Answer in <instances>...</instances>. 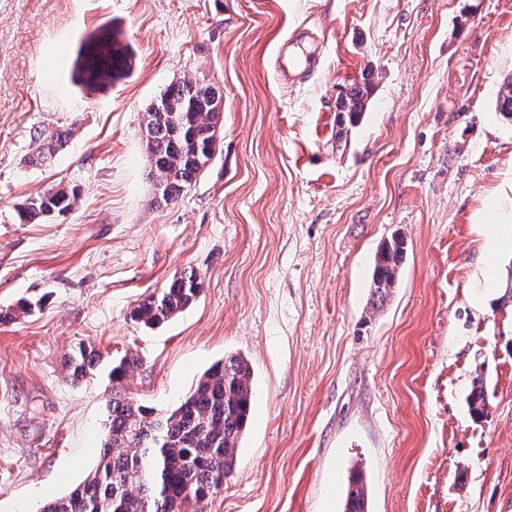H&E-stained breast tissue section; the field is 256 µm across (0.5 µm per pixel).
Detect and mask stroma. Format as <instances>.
<instances>
[{
  "label": "stroma",
  "instance_id": "1",
  "mask_svg": "<svg viewBox=\"0 0 512 512\" xmlns=\"http://www.w3.org/2000/svg\"><path fill=\"white\" fill-rule=\"evenodd\" d=\"M103 26L135 66L90 91L74 61ZM511 77L512 0H0V512H42L95 469L128 352L144 362L128 392L160 408L226 355L251 363L236 466L197 512H341L355 466L371 512H512ZM184 79L220 91L223 127L160 205L141 124ZM364 83L337 138V98ZM42 134L60 143L36 159ZM59 185L77 190L68 211L19 223ZM187 269L192 305L131 319ZM82 344L101 362L75 382ZM404 241L393 237L385 243L378 254L371 282L372 307L376 309L378 303L382 304L395 287L399 266L404 253Z\"/></svg>",
  "mask_w": 512,
  "mask_h": 512
}]
</instances>
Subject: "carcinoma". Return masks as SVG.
<instances>
[{"instance_id":"obj_1","label":"carcinoma","mask_w":512,"mask_h":512,"mask_svg":"<svg viewBox=\"0 0 512 512\" xmlns=\"http://www.w3.org/2000/svg\"><path fill=\"white\" fill-rule=\"evenodd\" d=\"M134 57L110 27L87 42L76 77L104 89L126 78ZM369 87H353L340 96L338 122L356 125L366 111ZM503 115L512 119V79L498 92ZM216 88L179 81L168 85L144 115L143 137L154 199L167 204L192 187L211 161L223 112ZM76 193L51 189L18 206V219L29 224L71 208ZM404 241L394 237L378 254L371 282L373 304L383 303L395 287ZM202 290L199 274L176 275L158 294L131 311L147 327L160 326L186 309ZM100 361L84 345L69 356V377L84 378ZM134 354L112 362L107 419L100 458L85 482L45 506L44 512H191L192 502L224 489L232 475L239 443L254 398L253 370L240 355L207 369L180 403L167 410L128 395L125 380L140 369ZM343 512H370L369 486L359 469L352 470L342 502Z\"/></svg>"}]
</instances>
